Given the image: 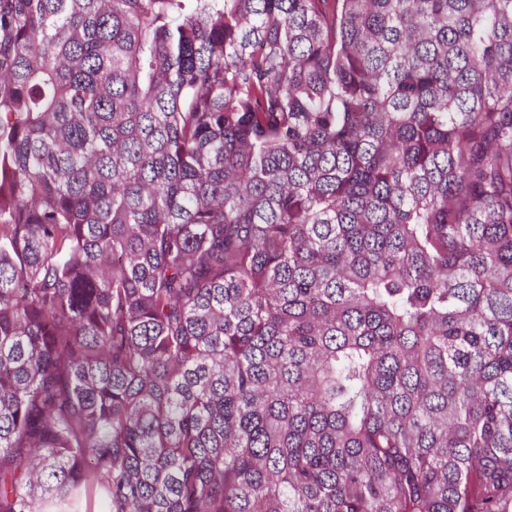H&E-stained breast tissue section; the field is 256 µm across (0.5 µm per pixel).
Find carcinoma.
I'll list each match as a JSON object with an SVG mask.
<instances>
[{
  "mask_svg": "<svg viewBox=\"0 0 512 512\" xmlns=\"http://www.w3.org/2000/svg\"><path fill=\"white\" fill-rule=\"evenodd\" d=\"M0 512H512V0H0Z\"/></svg>",
  "mask_w": 512,
  "mask_h": 512,
  "instance_id": "obj_1",
  "label": "carcinoma"
}]
</instances>
